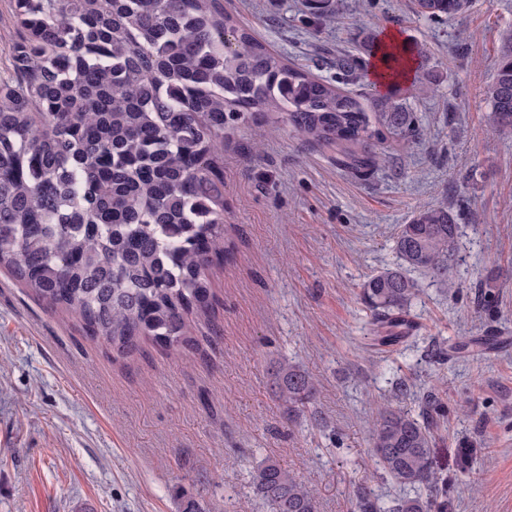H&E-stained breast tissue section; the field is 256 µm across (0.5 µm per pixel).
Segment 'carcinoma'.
I'll use <instances>...</instances> for the list:
<instances>
[{
    "label": "carcinoma",
    "mask_w": 512,
    "mask_h": 512,
    "mask_svg": "<svg viewBox=\"0 0 512 512\" xmlns=\"http://www.w3.org/2000/svg\"><path fill=\"white\" fill-rule=\"evenodd\" d=\"M471 0H414L429 19ZM13 76L0 80V268L88 336L120 354L149 340L194 342L192 317L213 294L206 276L223 257L224 132L255 117L288 122L336 148L361 176L385 160L375 147L417 135L393 94L380 110L285 62L224 14L221 0H14ZM490 121L512 134V30L485 90ZM458 224L448 205L421 206L395 237L399 263L361 285L373 345L398 344L424 271L448 286ZM288 419L310 403L312 376L292 362L274 374ZM445 416L426 396L421 418L379 413L372 452L397 483L424 490L389 512H446L433 468L434 428ZM271 512H318L311 486L274 460L254 470ZM355 512H380L366 489Z\"/></svg>",
    "instance_id": "carcinoma-1"
}]
</instances>
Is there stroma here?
<instances>
[{"mask_svg": "<svg viewBox=\"0 0 512 512\" xmlns=\"http://www.w3.org/2000/svg\"><path fill=\"white\" fill-rule=\"evenodd\" d=\"M221 2L288 64L367 105L384 94L365 35L393 27L423 44L400 92L421 136L361 177L281 122L225 133V258L187 348L119 354L0 270V512H179L184 496L206 512H269L252 474L270 457L318 490V512H353L361 486L387 507L416 490L372 456L376 414L419 415L430 390L448 408L435 448L448 512H512V137L494 132L483 96L512 0L439 20L411 0H338L331 22L308 0ZM347 54L360 64L345 76ZM443 200L459 224L450 287L416 272L420 331L369 347L361 284L396 263L399 225ZM466 336L502 343L433 359ZM288 361L318 389L291 421L273 391ZM464 441L476 450L465 472Z\"/></svg>", "mask_w": 512, "mask_h": 512, "instance_id": "35a3bbf8", "label": "stroma"}]
</instances>
